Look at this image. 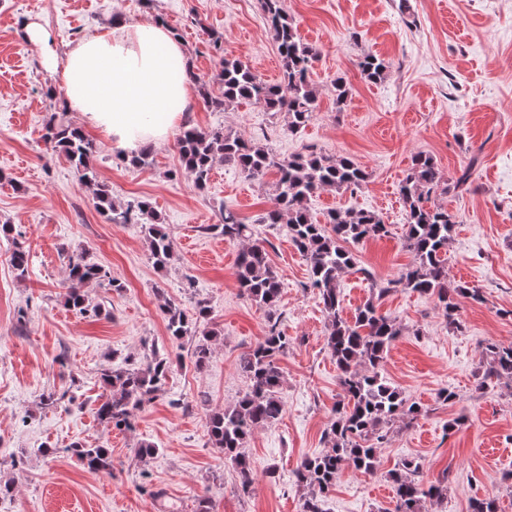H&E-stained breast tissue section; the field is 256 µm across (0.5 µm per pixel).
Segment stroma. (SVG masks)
<instances>
[{
	"instance_id": "stroma-1",
	"label": "stroma",
	"mask_w": 512,
	"mask_h": 512,
	"mask_svg": "<svg viewBox=\"0 0 512 512\" xmlns=\"http://www.w3.org/2000/svg\"><path fill=\"white\" fill-rule=\"evenodd\" d=\"M303 42L317 49L310 78L318 92L314 119L288 131V116L242 101L221 109L192 95L180 125L222 129L279 156L346 155L368 178L351 191L320 192L308 209L317 221L334 210H369L390 227L388 237L350 244L359 272L340 280L345 317L371 296V281L396 279L412 263L404 245L407 210L399 182L414 155H430L443 177L472 166L474 189L435 196L456 226L444 256L448 279L480 288L483 299L458 301L450 325L436 297L405 289L386 296L381 313L401 334L383 374L419 403L423 416L395 423L379 450L375 473L343 470L324 512H389L388 473L416 459L423 481L448 480V496L430 512H470L473 498L493 495L498 512H512V380L480 388L488 342L512 344V0H284ZM151 22L163 17L190 51L192 71L213 77L224 54L263 81L280 82L278 47L258 0H0V480L12 496L0 512H301L304 491L293 476L300 461L325 449L324 433L343 397L326 347L325 314L309 288L308 263L284 224H262L275 173L248 180L219 162L205 188L187 174L176 134L154 144L149 165L133 166L81 113L68 110L41 46L18 34L36 21L63 56L70 44L114 17ZM371 53L387 69L377 82L359 62ZM350 95L337 110L333 82ZM83 128L93 144L99 183L119 206L150 200L174 244L168 264L154 263L140 228L113 224L97 210L66 157L44 140L49 117ZM250 224L278 270L280 328L290 343L278 365L285 411L255 430L244 451L252 484L242 490L235 466L212 448L209 413L234 404L247 390L237 367L268 330L266 312L243 296L235 276L239 243L217 226L225 210ZM29 253L26 274L11 262L14 242ZM109 271L111 282L86 286L99 314L63 304L70 255ZM372 280H364L363 271ZM206 302L215 331L204 367L190 356L188 336L172 342L161 313L170 302L193 311ZM180 355L163 390L135 414V428L98 421L104 367L142 361L150 349ZM452 404L438 402L441 389ZM57 396L55 406L43 403ZM158 455L140 462V440ZM112 450V469L84 468L71 443Z\"/></svg>"
}]
</instances>
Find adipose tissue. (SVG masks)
Here are the masks:
<instances>
[{
    "label": "adipose tissue",
    "instance_id": "ef3b65f1",
    "mask_svg": "<svg viewBox=\"0 0 512 512\" xmlns=\"http://www.w3.org/2000/svg\"><path fill=\"white\" fill-rule=\"evenodd\" d=\"M54 73L68 108L128 154L166 139L190 96L182 42L150 22L106 24L77 40Z\"/></svg>",
    "mask_w": 512,
    "mask_h": 512
}]
</instances>
